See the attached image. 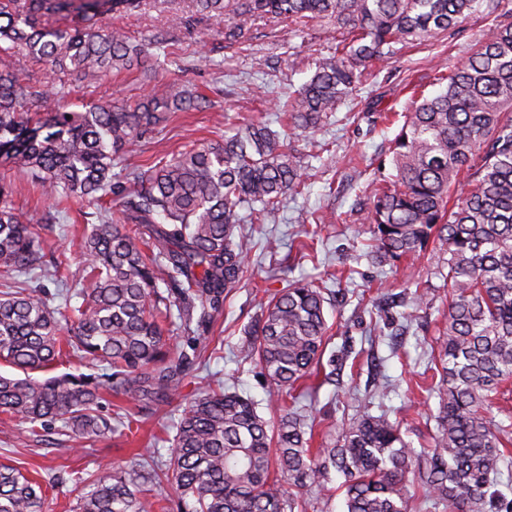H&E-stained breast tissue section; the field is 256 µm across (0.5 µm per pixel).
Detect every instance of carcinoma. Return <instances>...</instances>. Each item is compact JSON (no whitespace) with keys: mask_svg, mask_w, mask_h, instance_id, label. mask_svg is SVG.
Masks as SVG:
<instances>
[{"mask_svg":"<svg viewBox=\"0 0 512 512\" xmlns=\"http://www.w3.org/2000/svg\"><path fill=\"white\" fill-rule=\"evenodd\" d=\"M147 0H0V53L44 62L76 83L112 70L148 68L150 56L102 18ZM197 15L225 16L224 41L244 38L252 17L302 23L332 18L336 55L288 101L290 132L316 129L337 111L375 60L436 31L455 28L484 0H190ZM71 17L48 28L45 15ZM433 95L413 91L412 109L390 147L391 173L370 193L368 223L379 260L395 264L438 241L448 254L452 298L437 337L441 369L433 447L419 454L396 421L364 413L322 448H311L304 419L279 406L276 423L235 392L198 389L176 424L166 477L178 512H305L299 492L327 490L342 477L346 512H408L409 487L453 512H495L505 501L496 479L512 427L495 422L492 395L512 381V22L495 23ZM34 104L38 112H28ZM205 107L170 83L135 104L104 101L67 111L54 87L0 70V161L39 175L59 213L72 202L116 196L122 222L99 214L84 236L83 274L64 306L46 291L0 290V423L49 425L74 440L112 433L98 413L103 393L134 405L128 423L173 399L192 358L175 355L163 319L177 308L183 331L214 318L243 270L250 238L236 231L247 209L262 221L287 195L301 193L297 154L265 124L224 142L194 147L148 170L114 179L117 159L152 137L172 112ZM0 180V271L39 268L44 239L12 206ZM167 285L159 290L157 281ZM324 291L291 284L268 303L246 343L272 391L288 395L318 374L328 324ZM71 333H59V320ZM74 357L90 373L42 380L35 374ZM157 470L141 459L95 474H71L72 512H156ZM50 482L0 462V512H46Z\"/></svg>","mask_w":512,"mask_h":512,"instance_id":"1","label":"carcinoma"}]
</instances>
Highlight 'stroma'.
<instances>
[{
    "label": "stroma",
    "instance_id": "1",
    "mask_svg": "<svg viewBox=\"0 0 512 512\" xmlns=\"http://www.w3.org/2000/svg\"><path fill=\"white\" fill-rule=\"evenodd\" d=\"M175 12L184 17L178 27L169 23ZM498 21H512V0H500L493 14L478 12L457 29L435 33L421 45L373 63L367 80L356 85L330 119L294 138L304 172L301 194L287 197L267 223L252 225L243 276L225 292L215 321L191 336L173 331L174 349L195 352L200 364L190 370L180 395L143 416L137 431L126 428L127 403L110 395L101 413L111 421L112 433L100 441L75 446L59 442L51 431L36 442L26 425H0V461L56 479L47 512H70L71 469L97 473L130 462L145 448L168 456L185 400L198 385L238 392L256 402L261 416L271 418L268 384L244 344L273 295L293 283L322 286L331 298L323 376L308 380L296 403L313 426L314 444L337 437L346 423L367 412L398 421L413 448L432 446L438 400L431 390V368L438 360L441 316L451 300L445 280L448 255L435 245L393 267L371 254L365 193L397 132L396 126L379 121L377 111L410 109L411 82L425 93L435 92L438 78L463 62ZM111 24L132 41L150 45L152 78L132 69L86 86L40 65H25L22 72L63 90L71 111L108 100L132 104L173 82L195 87L210 100L202 111L176 113L152 139L135 146L126 159L130 165L169 160L190 147L223 142L225 135L251 122L281 130L276 102L309 78L315 59L334 53L337 37L334 23L325 19L292 28L274 19L256 20L248 22L240 43L230 45L224 41L223 17L195 15L189 0H152L145 10L112 18ZM3 173L15 186L11 200L17 212L44 228L46 268L28 275L27 285L56 294L60 277L82 273L81 237L88 229L84 208L75 204L67 214H57L33 188L32 174L8 173L0 163ZM417 290L427 299L415 311L409 300Z\"/></svg>",
    "mask_w": 512,
    "mask_h": 512
}]
</instances>
